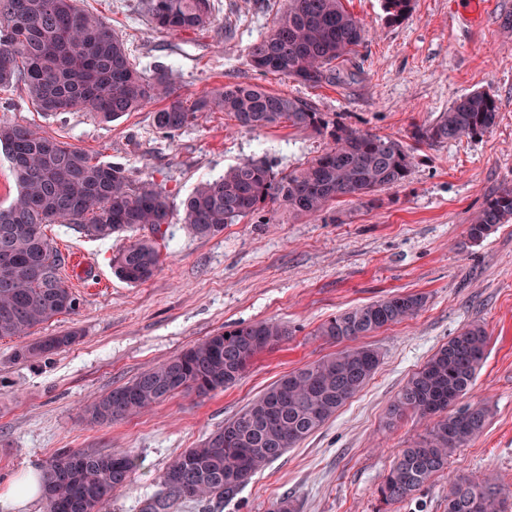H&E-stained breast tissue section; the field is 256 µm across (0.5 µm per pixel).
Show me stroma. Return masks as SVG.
I'll return each mask as SVG.
<instances>
[{
  "label": "stroma",
  "mask_w": 512,
  "mask_h": 512,
  "mask_svg": "<svg viewBox=\"0 0 512 512\" xmlns=\"http://www.w3.org/2000/svg\"><path fill=\"white\" fill-rule=\"evenodd\" d=\"M284 0H214L208 29L177 35L150 24L143 0H81L123 39L145 76L167 66L185 102L224 87L262 82L313 102L336 123L409 141L414 126L432 122L463 94L486 91L499 107L484 134L421 147L408 181L381 192L375 206L343 197L337 221L243 219L208 238L183 227V203L200 184L248 159L274 171L302 167L321 154L322 136L278 126L248 131L221 112H205L174 137L153 126L158 103L105 122L91 112L37 110L23 83L0 87V124H29L104 163L120 161L161 184L173 218L161 242L155 276L131 285L112 270L128 235L96 240L71 224L44 234L61 253V274L75 310L30 335L0 338V492L28 470H43L59 451L125 452L137 467L125 489L100 512H142L161 492V476L282 375L336 352L318 326L357 306L396 293L424 295L413 317L368 336L380 364L365 385L322 428L257 473L229 503H183L176 512H270L294 499L298 512H447L448 484L494 473L512 495V222L481 240L470 220L485 200L512 187V0H489L482 21L463 20L454 0H413L400 22L386 19L382 0H344L367 30L354 79L312 88L258 76L248 46L272 28ZM275 319L288 338L260 354L233 387L199 397L179 393L139 415L91 424L84 409L207 336L240 322ZM488 336L486 361L465 396L490 412L484 432L458 449L448 467L415 493L387 505L377 489L401 448L421 439L430 421L388 409L407 379L463 327ZM79 330V342L24 363L15 351L29 342Z\"/></svg>",
  "instance_id": "35a3bbf8"
}]
</instances>
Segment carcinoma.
<instances>
[{"label":"carcinoma","mask_w":512,"mask_h":512,"mask_svg":"<svg viewBox=\"0 0 512 512\" xmlns=\"http://www.w3.org/2000/svg\"><path fill=\"white\" fill-rule=\"evenodd\" d=\"M412 0H383L387 20L410 12ZM212 0H146L156 30L195 32L212 23ZM362 22L343 0H285L270 33L248 48L261 75L278 74L317 88L342 82L351 55L365 40ZM21 80L42 112L87 111L116 120L158 100L155 129L175 135L198 112H223L237 126L262 130L286 124L328 139L305 167L276 173L264 160L248 159L200 184L184 202V226L196 237L215 236L224 225L282 211L293 218H318L340 197L373 206L380 192L403 185L415 152L497 124L498 104L485 91L451 101L433 122L414 127L413 143L336 124L312 103L278 94L259 83L226 86L200 96L188 108L175 95L168 70L146 78L134 67L123 40L79 0H0V87ZM0 150L11 164L17 196L0 207V337H21L55 316L74 310L71 289L61 277L62 257L42 232L45 224H74L85 235L107 239L136 233L112 258L116 275L131 285L149 281L161 252L157 238L171 223L169 195L151 179L134 177L120 163L95 162L81 149L26 125H1ZM512 219V188H504L475 213L474 240ZM421 294L397 293L349 309L322 323L317 334L342 343L414 316ZM288 336L273 321L240 323L144 370L92 402L93 423L112 422L179 392L205 396L235 385L263 352ZM66 331L20 347L29 361L75 344ZM487 334L479 323L464 327L415 371L389 409L393 418L411 411L436 421L420 440L401 450L378 488L386 505L412 497L448 466L459 448L480 435L490 411L459 404L486 358ZM380 353L369 345L345 347L273 382L238 416L183 452L163 473L165 491L144 512H173L180 501L222 498L229 502L265 466L324 425L375 373ZM136 467L127 453L60 451L43 472L46 512H98L126 486ZM448 512H512L491 476L456 479L448 488Z\"/></svg>","instance_id":"1"}]
</instances>
